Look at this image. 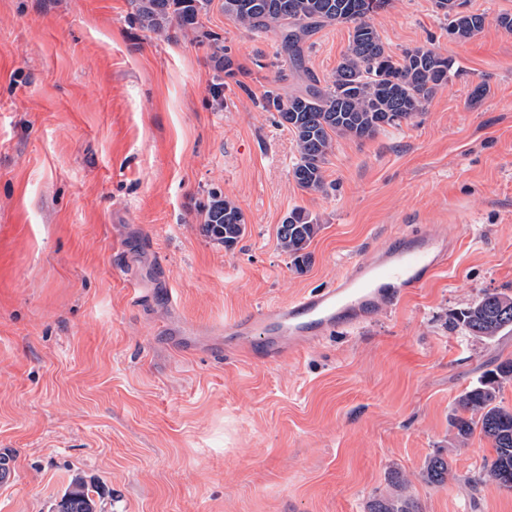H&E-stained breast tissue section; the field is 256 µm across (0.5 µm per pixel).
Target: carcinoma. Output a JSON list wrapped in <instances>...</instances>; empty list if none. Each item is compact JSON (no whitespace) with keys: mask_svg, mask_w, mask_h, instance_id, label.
Instances as JSON below:
<instances>
[{"mask_svg":"<svg viewBox=\"0 0 512 512\" xmlns=\"http://www.w3.org/2000/svg\"><path fill=\"white\" fill-rule=\"evenodd\" d=\"M212 0H135V19L145 28L160 32L176 25L196 33L200 17ZM389 0H224V14L245 30L256 34L278 33L281 47L288 52L295 70L303 71L302 44L318 29L349 24V45L326 87L320 88L309 76L307 83L284 99L268 91L262 107L278 114L277 124L293 136L296 161L291 169L294 182L303 190H324L325 165L336 137L364 140L387 128H398L425 112L433 95L446 86L457 70L454 62L431 47L406 48L390 53L378 30L370 22ZM448 38L469 39L486 25L487 17L465 9V0H434ZM204 38L213 48L217 69L233 74L234 62L224 41L212 33ZM204 230L212 240L234 247L245 232L241 208L222 193H210L203 206ZM321 225L309 212L296 207L277 229L279 245L294 265L309 263L307 251ZM454 326L470 336L493 340L512 332V295L486 292L454 318ZM512 383V359L500 361L485 370L477 381L459 396L450 415L454 431L452 447L461 448L479 432L494 449L485 461L473 486L490 483L512 489V409L501 404L502 388ZM427 479L442 484L448 477V459L441 453L424 463ZM58 512H95L92 490L81 483L62 499ZM370 512H414L404 498L377 499Z\"/></svg>","mask_w":512,"mask_h":512,"instance_id":"obj_1","label":"carcinoma"}]
</instances>
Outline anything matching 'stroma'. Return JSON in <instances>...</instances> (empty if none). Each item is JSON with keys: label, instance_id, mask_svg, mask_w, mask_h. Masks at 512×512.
Returning a JSON list of instances; mask_svg holds the SVG:
<instances>
[{"label": "stroma", "instance_id": "35a3bbf8", "mask_svg": "<svg viewBox=\"0 0 512 512\" xmlns=\"http://www.w3.org/2000/svg\"><path fill=\"white\" fill-rule=\"evenodd\" d=\"M467 8L488 21L465 42L433 0L374 15L391 52L427 45L459 74L401 127L337 139L307 192L260 106L302 85L278 35L213 0L201 25L231 54L227 79L194 34L134 22L133 0H0V512H57L77 478L97 512H369L395 494L417 512H512V491L471 483L490 442L448 445L458 396L512 358V333L451 325L512 292V33L495 23L512 0ZM349 36H310L320 83ZM213 191L245 215L230 249L203 229ZM297 206L321 224L301 272L277 241ZM402 230L456 243L424 288L280 364L226 357L225 320L332 286ZM424 473L430 482L443 484L449 473L448 457L439 452L429 456L424 463Z\"/></svg>", "mask_w": 512, "mask_h": 512}]
</instances>
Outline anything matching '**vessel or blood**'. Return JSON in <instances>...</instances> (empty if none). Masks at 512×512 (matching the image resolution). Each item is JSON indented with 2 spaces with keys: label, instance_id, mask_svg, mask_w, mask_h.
I'll use <instances>...</instances> for the list:
<instances>
[{
  "label": "vessel or blood",
  "instance_id": "vessel-or-blood-1",
  "mask_svg": "<svg viewBox=\"0 0 512 512\" xmlns=\"http://www.w3.org/2000/svg\"><path fill=\"white\" fill-rule=\"evenodd\" d=\"M450 252L446 239L399 234L396 245L369 251L331 287L225 321L224 334L230 347L242 352L252 331L261 330L260 359L286 360L336 328L368 318L381 304L398 303L423 288L445 266Z\"/></svg>",
  "mask_w": 512,
  "mask_h": 512
}]
</instances>
